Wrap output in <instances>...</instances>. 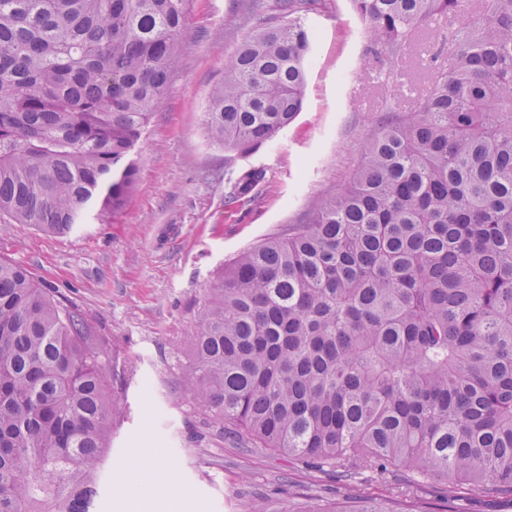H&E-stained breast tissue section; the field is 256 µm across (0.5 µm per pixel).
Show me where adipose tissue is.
<instances>
[{
	"label": "adipose tissue",
	"mask_w": 512,
	"mask_h": 512,
	"mask_svg": "<svg viewBox=\"0 0 512 512\" xmlns=\"http://www.w3.org/2000/svg\"><path fill=\"white\" fill-rule=\"evenodd\" d=\"M115 512H133L140 501L160 495L175 512H184L191 502L190 491L179 484L172 467L160 449L142 448L131 458L119 463L113 474Z\"/></svg>",
	"instance_id": "ef3b65f1"
}]
</instances>
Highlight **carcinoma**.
<instances>
[{"instance_id":"1","label":"carcinoma","mask_w":512,"mask_h":512,"mask_svg":"<svg viewBox=\"0 0 512 512\" xmlns=\"http://www.w3.org/2000/svg\"><path fill=\"white\" fill-rule=\"evenodd\" d=\"M224 68L208 140L247 155L302 111L317 0H280ZM452 36L426 97L373 133L344 190L239 253L188 337L200 407L247 442L354 478L403 467L456 512L512 497V0ZM188 0H0V221L106 223L138 179ZM394 58L460 0H349ZM264 174L230 188L250 199ZM78 313L0 260V512H94L121 396ZM456 496L460 512H512V500L498 495L490 487L475 489L468 483H460Z\"/></svg>"}]
</instances>
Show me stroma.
<instances>
[{
    "label": "stroma",
    "mask_w": 512,
    "mask_h": 512,
    "mask_svg": "<svg viewBox=\"0 0 512 512\" xmlns=\"http://www.w3.org/2000/svg\"><path fill=\"white\" fill-rule=\"evenodd\" d=\"M478 0L420 30L399 63L374 45L347 0H321L308 21L314 62L304 108L275 142L237 156L211 145L202 111L224 63L253 27L242 0H191L185 37L164 101L133 157L139 167L126 208L100 223L87 216L64 236L0 223V259L25 267L54 299L75 308L114 356L124 411L99 478L98 512H110L113 468L136 444L160 440L167 462L195 496V512H347L350 485L396 512L432 502L431 484L405 469L366 471L355 482L258 444L204 412L185 384L187 338L217 270L242 250L297 223L359 167L386 113L406 112L446 64L452 31ZM262 170L256 201L228 204L243 171ZM458 512H512L491 488L461 483Z\"/></svg>",
    "instance_id": "obj_1"
}]
</instances>
